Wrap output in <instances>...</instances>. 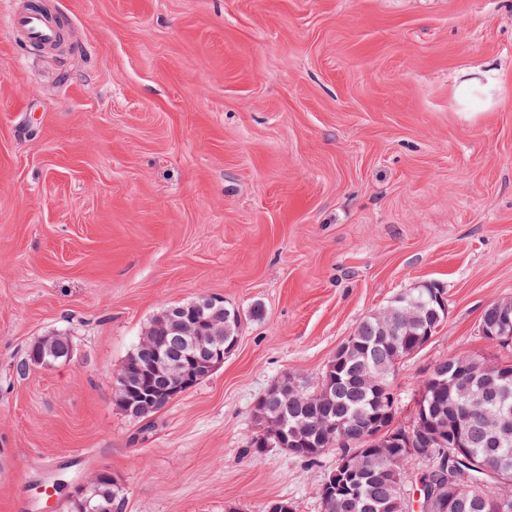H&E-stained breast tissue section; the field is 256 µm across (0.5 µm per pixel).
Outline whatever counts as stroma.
Segmentation results:
<instances>
[{
  "label": "stroma",
  "mask_w": 512,
  "mask_h": 512,
  "mask_svg": "<svg viewBox=\"0 0 512 512\" xmlns=\"http://www.w3.org/2000/svg\"><path fill=\"white\" fill-rule=\"evenodd\" d=\"M39 2L62 48L0 23V512L47 479L71 512L101 470L126 512H323L337 449L248 453L254 404L425 283L448 316L392 377L401 422L448 355L512 359L479 333L512 299V0ZM484 65L493 105L462 104ZM203 295L238 346L141 435L116 375ZM57 335L67 361L23 368Z\"/></svg>",
  "instance_id": "obj_1"
}]
</instances>
